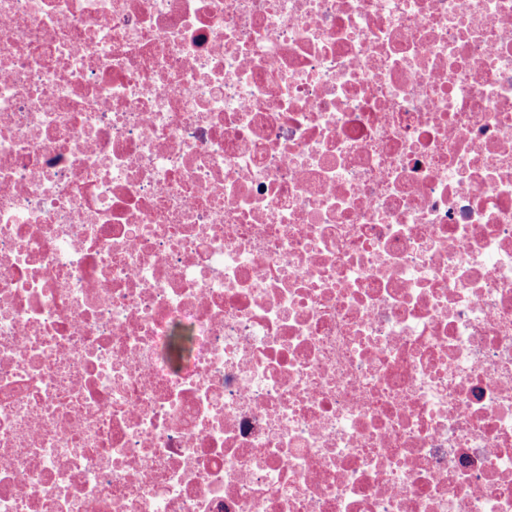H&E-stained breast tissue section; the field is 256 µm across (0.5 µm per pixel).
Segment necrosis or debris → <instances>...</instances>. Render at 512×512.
<instances>
[{
  "instance_id": "1",
  "label": "necrosis or debris",
  "mask_w": 512,
  "mask_h": 512,
  "mask_svg": "<svg viewBox=\"0 0 512 512\" xmlns=\"http://www.w3.org/2000/svg\"><path fill=\"white\" fill-rule=\"evenodd\" d=\"M0 512H512V0H0Z\"/></svg>"
}]
</instances>
